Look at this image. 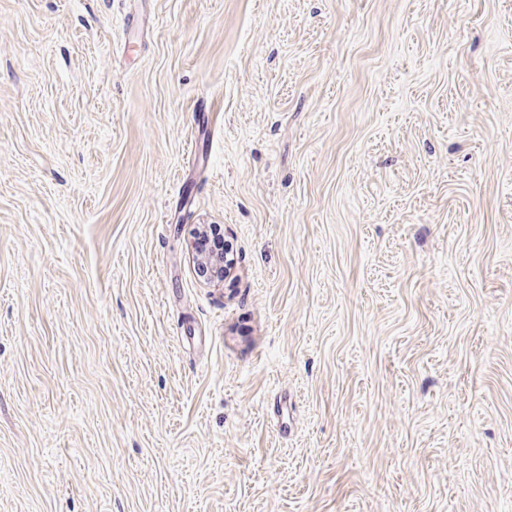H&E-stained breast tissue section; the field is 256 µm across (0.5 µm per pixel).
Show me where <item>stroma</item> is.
<instances>
[{
	"instance_id": "stroma-1",
	"label": "stroma",
	"mask_w": 512,
	"mask_h": 512,
	"mask_svg": "<svg viewBox=\"0 0 512 512\" xmlns=\"http://www.w3.org/2000/svg\"><path fill=\"white\" fill-rule=\"evenodd\" d=\"M0 512H512V0H0ZM201 242V237H195L191 244L192 258L199 274L209 282H223L225 275L231 270L232 263L227 266V260H224V254L221 251L204 250Z\"/></svg>"
}]
</instances>
